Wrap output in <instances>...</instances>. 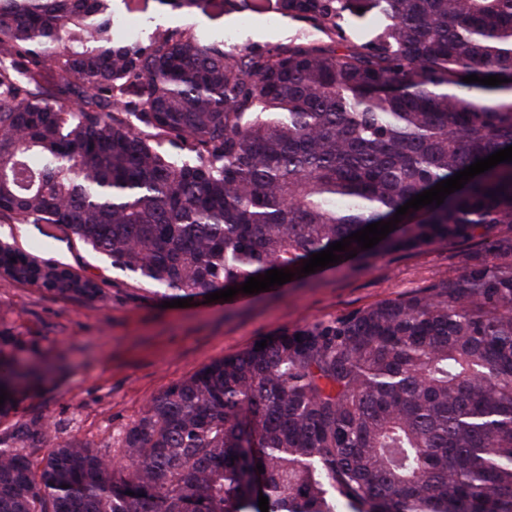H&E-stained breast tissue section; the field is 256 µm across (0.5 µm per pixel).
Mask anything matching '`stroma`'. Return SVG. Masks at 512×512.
Wrapping results in <instances>:
<instances>
[{
	"instance_id": "1",
	"label": "stroma",
	"mask_w": 512,
	"mask_h": 512,
	"mask_svg": "<svg viewBox=\"0 0 512 512\" xmlns=\"http://www.w3.org/2000/svg\"><path fill=\"white\" fill-rule=\"evenodd\" d=\"M231 49H272L309 35L302 22L245 14L203 19ZM0 241L96 280L103 298H67L0 276V331L10 356L45 368L43 380L0 418V437L23 423H47L58 440L119 455L125 431L149 401L205 365L277 331L333 320L454 276L474 243H442L363 265L348 259L302 284L184 308L164 307L155 288L112 268L51 224H0Z\"/></svg>"
}]
</instances>
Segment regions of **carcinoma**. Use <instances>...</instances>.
Instances as JSON below:
<instances>
[{
  "mask_svg": "<svg viewBox=\"0 0 512 512\" xmlns=\"http://www.w3.org/2000/svg\"><path fill=\"white\" fill-rule=\"evenodd\" d=\"M154 2L143 40L127 25L139 0H0V223L54 224L164 297L298 279L512 145V0ZM209 8L316 34L232 52L200 27ZM369 13L381 25L359 30ZM399 225L346 251L483 252L205 365L150 401L118 466L24 424L0 439V512H261V494L268 512H512V162ZM0 274L103 296L11 244ZM35 377L0 356L1 417Z\"/></svg>",
  "mask_w": 512,
  "mask_h": 512,
  "instance_id": "1",
  "label": "carcinoma"
}]
</instances>
